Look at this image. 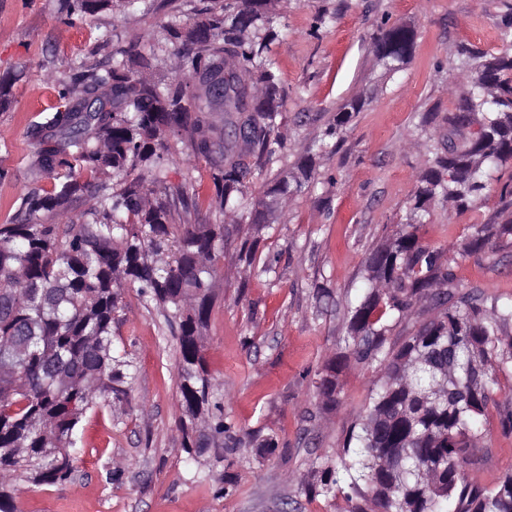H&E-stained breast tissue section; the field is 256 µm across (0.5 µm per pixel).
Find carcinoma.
<instances>
[{
  "label": "carcinoma",
  "mask_w": 512,
  "mask_h": 512,
  "mask_svg": "<svg viewBox=\"0 0 512 512\" xmlns=\"http://www.w3.org/2000/svg\"><path fill=\"white\" fill-rule=\"evenodd\" d=\"M141 2L62 0L59 20L74 25L108 6ZM274 2L225 0L189 26L168 24L174 63L166 83L150 78L137 42L112 44V66L103 71L71 66L80 94L60 84L59 106L30 132L36 166L53 185L26 193L18 215L0 224V512H16L23 479L68 481L84 415L101 398L127 394L132 364L113 351L112 323L131 284L162 310L177 339L182 450L196 459L237 446L205 357L224 229L249 226L253 236L238 257L252 265L272 210L284 212L310 179L306 165L302 177L277 179L244 203L250 182L284 145ZM413 45L405 24L384 22L374 37L382 58L402 61ZM459 55L471 91L449 119L448 149L418 180L417 222L397 225L367 257L370 286L349 306L348 354L319 373L320 401L333 406L348 359L380 371L336 463L308 487L314 496L349 489L350 512H512L511 471L490 487L463 472L487 438L490 408L512 433V388L504 403L495 399L497 374L512 369V301L488 306L475 290L456 291L451 259L421 239L431 201L468 208L485 196L484 168L512 163V44L491 58L468 47ZM358 108L339 111L325 137L339 135ZM476 112L479 130L456 145L454 132ZM174 139L208 165V209L222 222H191L200 193L168 180ZM509 238L512 219L475 224L463 251ZM419 301L435 317L387 345L389 322L406 319Z\"/></svg>",
  "instance_id": "obj_1"
}]
</instances>
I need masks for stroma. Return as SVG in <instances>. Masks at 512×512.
Returning <instances> with one entry per match:
<instances>
[{"instance_id":"obj_1","label":"stroma","mask_w":512,"mask_h":512,"mask_svg":"<svg viewBox=\"0 0 512 512\" xmlns=\"http://www.w3.org/2000/svg\"><path fill=\"white\" fill-rule=\"evenodd\" d=\"M199 0H149L147 8L106 10L67 27L60 0H0V77L13 81L12 103L0 110V224L10 222L33 187L50 188L34 167L30 129L58 105L56 86L70 63H107L114 39L135 40L153 58L155 80L171 76L172 46L163 35L171 17L196 20ZM281 34L273 44L284 90L281 123L287 140L278 162L249 191L314 160L309 186L288 202L287 223L266 229L257 262L270 273L246 289L238 277L216 281L207 330V365L224 389V411L238 448L223 458L190 463L180 450L176 340L155 306L136 288L124 290L112 325L117 352L137 366L122 400L83 419L75 473L55 487L25 484L17 512H347L344 496L306 494L313 465L334 462L336 450L362 415L378 377L377 364L349 362L340 375L335 409L317 397L318 373L347 352V303L364 281V260L411 215L418 178L448 139L467 143L472 129L448 134V119L470 90L459 51L486 56L504 48L512 0H279ZM327 16L317 24L318 16ZM415 29L407 62L387 71L372 38L381 22ZM362 106L336 139L316 145L351 101ZM491 190L473 207L432 203L422 240L448 251L462 289L487 301L512 299V242L465 253L473 225L512 218L500 198L512 165L491 168ZM327 288L331 297H319ZM484 447L463 470L468 481L492 486L512 470V433L489 419ZM276 449L262 454L264 439Z\"/></svg>"}]
</instances>
